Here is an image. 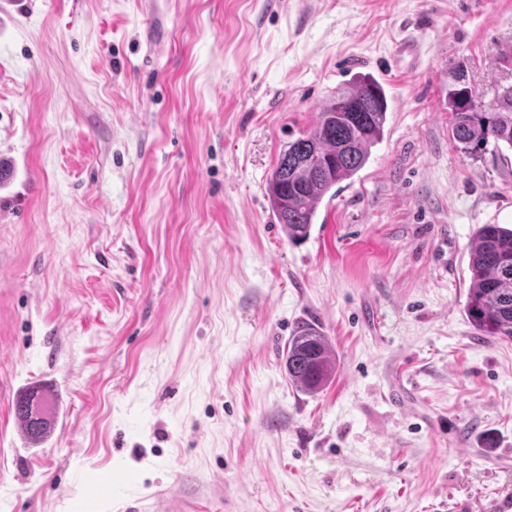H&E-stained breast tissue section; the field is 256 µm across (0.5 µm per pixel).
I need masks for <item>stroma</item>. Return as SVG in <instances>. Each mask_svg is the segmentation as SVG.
Listing matches in <instances>:
<instances>
[{
  "label": "stroma",
  "instance_id": "35a3bbf8",
  "mask_svg": "<svg viewBox=\"0 0 512 512\" xmlns=\"http://www.w3.org/2000/svg\"><path fill=\"white\" fill-rule=\"evenodd\" d=\"M412 52L400 53L402 40ZM512 84V0H0V512H469L512 496V341L464 312L512 149L445 105ZM359 74L382 140L290 241L280 151ZM315 322L336 373L284 346ZM50 389L66 430L15 431ZM465 70L455 67L450 72L445 103L452 115L451 133L456 148L468 156L477 155L482 147L494 142L512 148V85L504 87L498 95L493 112L479 106L471 111L463 109V102L471 92L470 84L461 82ZM288 380L300 391H320L336 372L335 350L319 327L299 323L284 352ZM38 402H44L48 410L41 417L32 413V407ZM54 401L52 396L39 388H31L23 392L16 399L14 412L16 417L25 419L31 434V441L39 442L45 439L51 431Z\"/></svg>",
  "mask_w": 512,
  "mask_h": 512
}]
</instances>
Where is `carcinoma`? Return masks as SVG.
Segmentation results:
<instances>
[{
  "label": "carcinoma",
  "mask_w": 512,
  "mask_h": 512,
  "mask_svg": "<svg viewBox=\"0 0 512 512\" xmlns=\"http://www.w3.org/2000/svg\"><path fill=\"white\" fill-rule=\"evenodd\" d=\"M463 74L461 67L450 72L445 96L456 148L468 156L478 154L490 142L512 148V85L499 93L495 111L478 106L467 111L463 102L471 87L461 82ZM337 98L356 105L359 111H336ZM387 110L382 84L370 75H361L329 99L307 135L280 152L267 193L272 212L289 239L306 237L321 198L366 165L371 148L383 137ZM469 267L464 307L469 323L486 339L512 340V228L482 225L470 244ZM284 360L288 380L308 394L320 391L336 372L331 342L308 322L298 324L289 337ZM38 402L48 406L40 417L32 413ZM53 411L52 396L39 388L26 390L14 404L15 415L26 420L34 442L50 433Z\"/></svg>",
  "instance_id": "carcinoma-1"
}]
</instances>
